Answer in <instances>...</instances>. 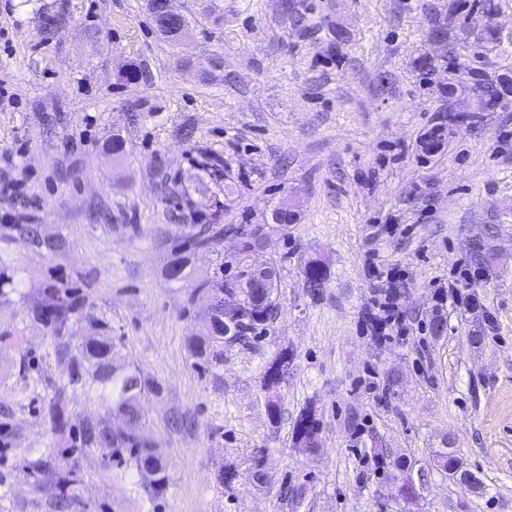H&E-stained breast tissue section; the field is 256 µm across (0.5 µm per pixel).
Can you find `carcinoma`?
<instances>
[{
    "mask_svg": "<svg viewBox=\"0 0 512 512\" xmlns=\"http://www.w3.org/2000/svg\"><path fill=\"white\" fill-rule=\"evenodd\" d=\"M191 21L184 15L178 19L157 20V30L171 44L182 40ZM4 230L17 233L32 248L56 252L61 242L45 237L39 224H10ZM252 242L241 241L238 250L239 268L229 278H217L206 283L201 292L209 297V307L204 331L187 338L191 355L200 364L210 365L218 360L224 346L242 345L259 337L267 324L275 318L277 310L279 271L275 267L255 271L249 263ZM305 287L315 291L327 279L326 263L320 258L310 259L303 270ZM77 313L76 304L59 298L49 308L40 305L31 307L33 319L50 326L61 344V361L64 365L63 387L78 386L96 391L104 411L94 418L83 420L73 426V440L82 453L97 451L101 455L119 458L132 466L141 482L152 492L161 490L167 480V464L157 450L156 441L148 424L147 401L162 392L161 386L145 376L133 364L116 361L117 344L105 335L107 325L103 321L93 322L95 335L72 349L64 342L69 325ZM293 354L278 353L264 371L262 385L264 405L269 420L277 424L281 418L278 389L280 383L275 371L276 363L291 364ZM319 420L316 410L309 406L302 410L294 422L293 434L296 444L312 451L318 445ZM262 448L252 459L251 477L263 484L268 477L266 456ZM377 468L388 474L392 481L400 483V489L408 496L417 497L427 485L428 472L418 469L420 478L409 477V465L403 457L376 460ZM432 468L440 470L457 481L465 480L472 487L480 485L477 477L463 468L456 452L443 448L435 452ZM26 477L33 479V488L38 491L46 486L55 493L45 499H33L21 506V512L33 507L39 512H85L81 497L82 478L76 463L55 466L50 457L32 455L24 463Z\"/></svg>",
    "mask_w": 512,
    "mask_h": 512,
    "instance_id": "obj_1",
    "label": "carcinoma"
}]
</instances>
